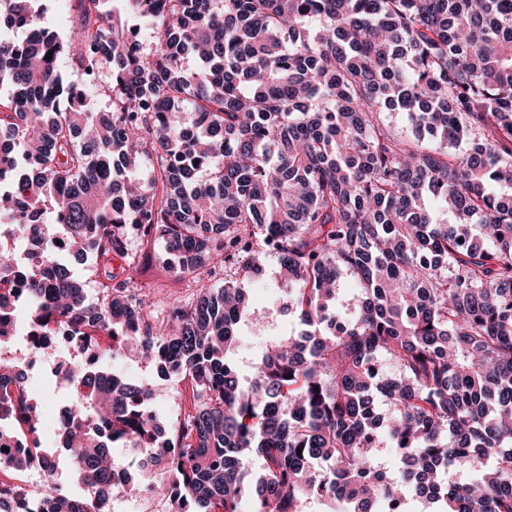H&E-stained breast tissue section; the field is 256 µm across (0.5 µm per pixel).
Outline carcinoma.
Here are the masks:
<instances>
[{
    "mask_svg": "<svg viewBox=\"0 0 512 512\" xmlns=\"http://www.w3.org/2000/svg\"><path fill=\"white\" fill-rule=\"evenodd\" d=\"M123 2L148 44L102 0H77L65 35L41 0H0V24L27 30L0 40V219L24 218L0 241V336L24 274L32 329L133 346L192 390L167 441L151 386L68 371L65 443L96 512L125 443L169 461L188 512H241L245 495L252 512H412L415 496L423 512H512V0ZM65 58L109 69V110L64 83ZM130 229L162 238L199 297L144 313L112 275L116 257L140 263ZM270 250L304 329L270 339L244 385L232 354L268 308L243 282ZM206 265L224 287L196 276ZM346 279L361 298L343 313ZM38 416L0 361V461L54 468ZM40 512H86L84 496Z\"/></svg>",
    "mask_w": 512,
    "mask_h": 512,
    "instance_id": "carcinoma-1",
    "label": "carcinoma"
}]
</instances>
